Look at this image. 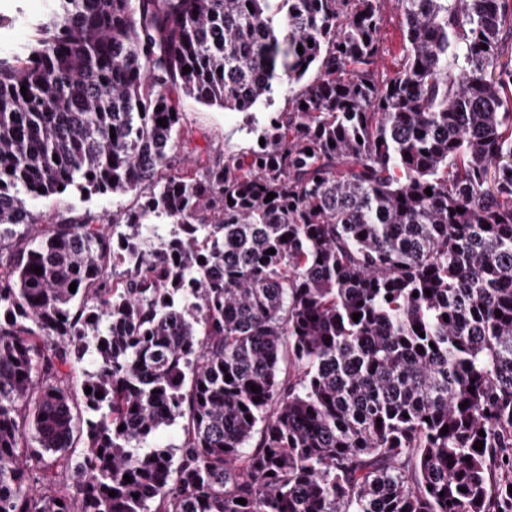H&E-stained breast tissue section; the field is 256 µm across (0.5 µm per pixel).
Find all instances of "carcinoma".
<instances>
[{
    "instance_id": "carcinoma-1",
    "label": "carcinoma",
    "mask_w": 512,
    "mask_h": 512,
    "mask_svg": "<svg viewBox=\"0 0 512 512\" xmlns=\"http://www.w3.org/2000/svg\"><path fill=\"white\" fill-rule=\"evenodd\" d=\"M269 2L51 0L0 56V512H512V0H394L389 74L385 0ZM283 76L182 163L181 96ZM73 191L136 203L25 202ZM386 10V27L383 35L385 39L386 52L380 59V69L384 71H392L396 69L401 56V30L400 17L394 9V4L385 5ZM270 100L260 101L250 112L224 110L209 106L194 98L183 96L180 108L185 113L180 139L185 156H195L197 150L207 149L217 155L224 149L241 152L255 144L267 112L288 107V79L277 86ZM257 129V131H255ZM194 153V154H191ZM134 202L133 195L121 198H112V195H95L91 199L83 200L77 192H69L50 199H31L29 205L33 210L52 214L59 219L79 217L90 210L95 215L112 214V209L119 205L130 206Z\"/></svg>"
}]
</instances>
